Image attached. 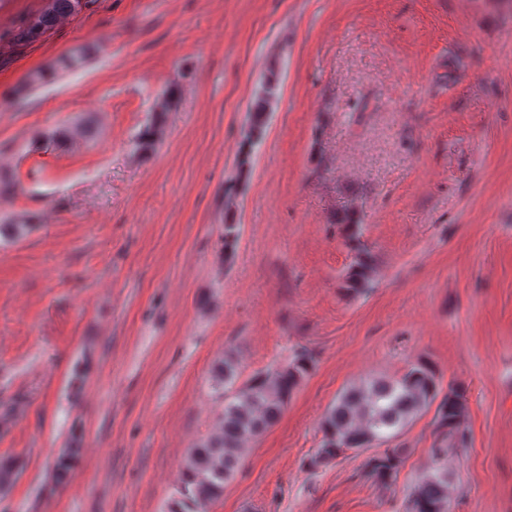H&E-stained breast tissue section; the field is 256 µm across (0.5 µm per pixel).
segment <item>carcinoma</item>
<instances>
[{"label": "carcinoma", "mask_w": 512, "mask_h": 512, "mask_svg": "<svg viewBox=\"0 0 512 512\" xmlns=\"http://www.w3.org/2000/svg\"><path fill=\"white\" fill-rule=\"evenodd\" d=\"M83 4L85 0H47L44 8L21 23L13 40L20 44L39 40ZM275 94L276 86L267 81L251 107L247 133L251 146L259 142L264 132ZM95 131L91 120L78 119L54 129L49 138L87 143ZM163 135L162 113L157 112L136 138V150L156 148ZM348 228V242L355 251L348 288L354 294H365L372 288L373 257L361 243L358 225L350 224ZM313 367L312 355L303 348L288 363L272 365L244 379L236 355L224 353L212 374L214 387L224 402L223 412L180 469L182 512H209L210 505L223 494L224 484L233 478L249 444L279 420L289 398ZM431 409L438 435L431 449L434 465L414 484L407 512H449L448 449L470 445L465 427L467 398L464 389L452 384L448 391H442L435 370L424 361L398 377L368 376L344 388L322 419L323 439L309 465L325 464L347 450L376 447L378 452L365 462L366 476L390 487L397 479L405 450L389 448L387 444Z\"/></svg>", "instance_id": "obj_1"}]
</instances>
